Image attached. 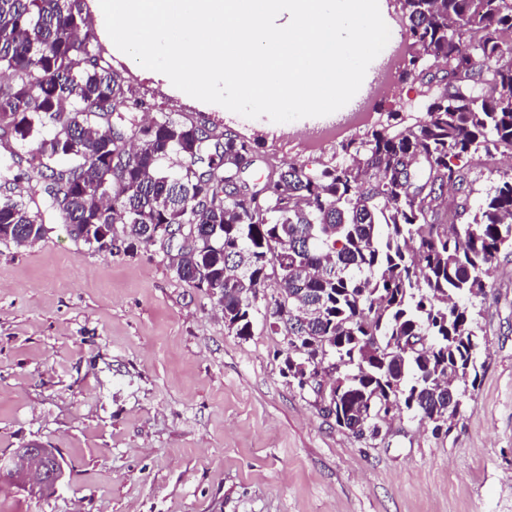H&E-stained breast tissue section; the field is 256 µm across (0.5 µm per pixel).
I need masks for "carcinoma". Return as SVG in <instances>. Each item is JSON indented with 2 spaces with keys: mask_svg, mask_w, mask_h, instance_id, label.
<instances>
[{
  "mask_svg": "<svg viewBox=\"0 0 512 512\" xmlns=\"http://www.w3.org/2000/svg\"><path fill=\"white\" fill-rule=\"evenodd\" d=\"M400 5L413 46L445 62L405 69L424 116L392 113L317 168L268 161L257 187L255 143L199 117L139 120L147 101L112 68L85 0H0V243L31 246L57 216L106 252L117 223L124 252L160 246L239 338L263 315L300 389L319 373L337 383L335 421L354 437L379 432L381 398L451 427L483 368L459 300L484 297L512 251V169L470 203L471 171L512 156V0ZM22 167L25 198L11 191Z\"/></svg>",
  "mask_w": 512,
  "mask_h": 512,
  "instance_id": "cac0c4a2",
  "label": "carcinoma"
}]
</instances>
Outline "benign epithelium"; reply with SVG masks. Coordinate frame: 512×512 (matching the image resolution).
Instances as JSON below:
<instances>
[{
  "mask_svg": "<svg viewBox=\"0 0 512 512\" xmlns=\"http://www.w3.org/2000/svg\"><path fill=\"white\" fill-rule=\"evenodd\" d=\"M54 451L30 442L0 458V473H9L32 495L53 492L65 479L64 467L53 464Z\"/></svg>",
  "mask_w": 512,
  "mask_h": 512,
  "instance_id": "benign-epithelium-1",
  "label": "benign epithelium"
}]
</instances>
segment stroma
Here are the masks:
<instances>
[{"label":"stroma","instance_id":"1","mask_svg":"<svg viewBox=\"0 0 512 512\" xmlns=\"http://www.w3.org/2000/svg\"><path fill=\"white\" fill-rule=\"evenodd\" d=\"M423 116L412 77L376 109ZM477 304L484 364L448 433L406 410L375 438L283 373V336L243 340L158 247L95 252L63 222L0 243V454L59 449L66 479L0 512H512V253Z\"/></svg>","mask_w":512,"mask_h":512}]
</instances>
